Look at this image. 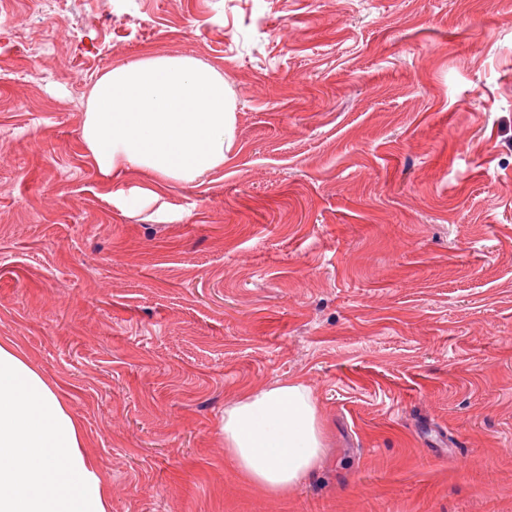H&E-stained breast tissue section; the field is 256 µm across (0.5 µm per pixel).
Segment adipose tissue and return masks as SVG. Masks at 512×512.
<instances>
[{
	"mask_svg": "<svg viewBox=\"0 0 512 512\" xmlns=\"http://www.w3.org/2000/svg\"><path fill=\"white\" fill-rule=\"evenodd\" d=\"M82 140L104 184L131 168L189 184L223 168L232 114L223 74L198 58L147 54L90 87ZM225 453L250 483L288 495L325 448L301 382L248 389L224 409ZM80 420L18 347L0 342V512H109L107 477Z\"/></svg>",
	"mask_w": 512,
	"mask_h": 512,
	"instance_id": "1",
	"label": "adipose tissue"
}]
</instances>
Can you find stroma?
Returning a JSON list of instances; mask_svg holds the SVG:
<instances>
[{
  "label": "stroma",
  "mask_w": 512,
  "mask_h": 512,
  "mask_svg": "<svg viewBox=\"0 0 512 512\" xmlns=\"http://www.w3.org/2000/svg\"><path fill=\"white\" fill-rule=\"evenodd\" d=\"M0 340L110 512H512V0H0ZM148 53L224 75L222 169L126 211L82 127ZM299 380L328 447L247 483L224 408Z\"/></svg>",
  "instance_id": "35a3bbf8"
}]
</instances>
